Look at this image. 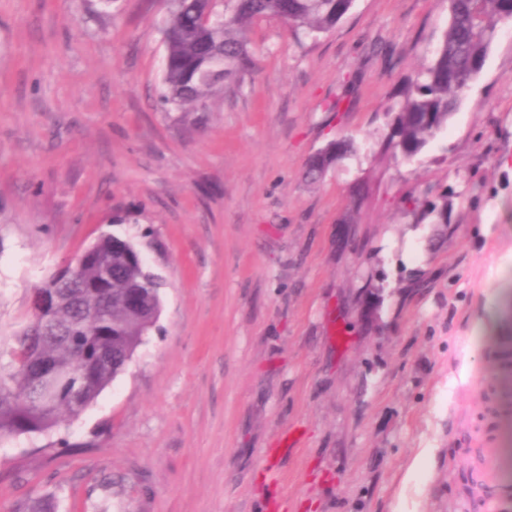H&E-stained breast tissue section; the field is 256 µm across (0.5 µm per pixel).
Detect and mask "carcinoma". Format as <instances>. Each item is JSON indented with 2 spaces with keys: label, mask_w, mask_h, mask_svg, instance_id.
Masks as SVG:
<instances>
[{
  "label": "carcinoma",
  "mask_w": 512,
  "mask_h": 512,
  "mask_svg": "<svg viewBox=\"0 0 512 512\" xmlns=\"http://www.w3.org/2000/svg\"><path fill=\"white\" fill-rule=\"evenodd\" d=\"M350 2L233 0L230 15L203 28L197 19L207 0H171L161 23V103L179 113V120L202 124L208 96L253 69L249 22L275 17L296 32L317 36L337 25ZM509 14L512 0H453L432 60L395 95L394 115L382 140L385 151L409 160L448 125ZM335 164L331 151L322 166L306 165L304 178L317 183ZM135 252L128 239L105 235L92 255L34 288L48 300L39 315L41 331L31 332V316L14 331L12 343L0 346V442L48 433L63 416H79L123 371L158 296L154 273L134 259ZM105 263L112 266L110 286L99 284ZM132 290L142 295L139 311L128 308Z\"/></svg>",
  "instance_id": "1"
}]
</instances>
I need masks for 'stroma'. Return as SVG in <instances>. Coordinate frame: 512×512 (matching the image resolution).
I'll use <instances>...</instances> for the list:
<instances>
[{
    "label": "stroma",
    "mask_w": 512,
    "mask_h": 512,
    "mask_svg": "<svg viewBox=\"0 0 512 512\" xmlns=\"http://www.w3.org/2000/svg\"><path fill=\"white\" fill-rule=\"evenodd\" d=\"M168 8L0 0V335L101 234L164 280L96 401L0 447V512H487L477 469L512 491V24L408 162L388 109L448 0H354L316 37L254 20L201 127L159 102ZM341 136L356 153L304 182Z\"/></svg>",
    "instance_id": "obj_1"
}]
</instances>
